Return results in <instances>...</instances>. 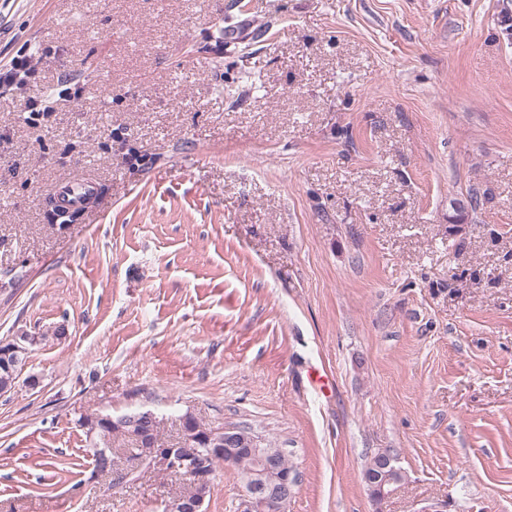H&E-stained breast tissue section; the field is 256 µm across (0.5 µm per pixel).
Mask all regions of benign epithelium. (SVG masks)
<instances>
[{"instance_id": "7a95c632", "label": "benign epithelium", "mask_w": 512, "mask_h": 512, "mask_svg": "<svg viewBox=\"0 0 512 512\" xmlns=\"http://www.w3.org/2000/svg\"><path fill=\"white\" fill-rule=\"evenodd\" d=\"M144 442L138 448L135 462H148L165 472H175L192 484L212 485L211 474L206 472L201 463L200 446L221 448L224 460L231 463L238 459L253 460L254 469L248 472L242 483V512H288L297 479L282 471L278 457L264 446L263 440L254 435H246L236 427L214 430L207 435L205 442H200L191 430L185 432L180 442L170 448H157L151 432L142 433ZM401 472L398 459L388 453L378 456V474L370 480L371 486L384 487L392 483L397 473ZM205 501L192 495L170 500L164 499V512H206Z\"/></svg>"}]
</instances>
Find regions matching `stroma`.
<instances>
[{
	"label": "stroma",
	"mask_w": 512,
	"mask_h": 512,
	"mask_svg": "<svg viewBox=\"0 0 512 512\" xmlns=\"http://www.w3.org/2000/svg\"><path fill=\"white\" fill-rule=\"evenodd\" d=\"M38 48L0 92V340L39 338L0 512H163L80 424L139 408L283 448L289 512H512V0H0V67ZM41 60L42 56L37 51L18 59L10 69L1 70L0 88L11 87L16 83H24L32 79L35 80ZM100 194V187L92 180L72 178L66 181L54 195L58 210L69 213L75 209L85 210ZM378 471H379V474H374L372 480H370V484L372 487L381 486V488L383 490V497L392 493L391 491H389V493L386 494L385 486L387 484H390L387 486L388 490H394V489L398 488L405 479V476L403 475L404 473H403L401 467L398 465V459L394 455L390 454L389 452L383 451L379 454V456H378ZM399 472H401L402 474L401 473L398 474L396 481L393 484H391L393 481V478ZM372 495L375 499L382 501L381 499L383 497L376 496L373 493H372Z\"/></svg>",
	"instance_id": "1"
}]
</instances>
